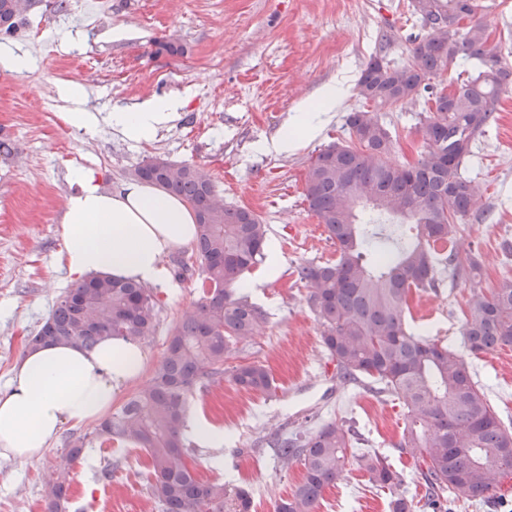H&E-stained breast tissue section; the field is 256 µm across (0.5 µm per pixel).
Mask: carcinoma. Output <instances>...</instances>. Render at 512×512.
Wrapping results in <instances>:
<instances>
[{
	"label": "carcinoma",
	"instance_id": "carcinoma-1",
	"mask_svg": "<svg viewBox=\"0 0 512 512\" xmlns=\"http://www.w3.org/2000/svg\"><path fill=\"white\" fill-rule=\"evenodd\" d=\"M34 0H0V34L11 35ZM427 34L412 59L394 68L374 56L358 80L359 95L377 108L428 93L421 122L423 151L413 162L392 160L396 139L373 112L346 118L350 140L321 149L305 177L309 208L336 245V261L302 264L299 281L322 327V340L343 385L365 377L402 402L407 426L399 452L416 459L425 506L439 512L452 495L489 498L512 475V427L499 416L470 374L466 355L512 345V281L471 294L463 310V351L408 329L412 291L437 288L435 256L452 278L474 279L479 256L461 249L457 223L480 208L479 186L462 172L476 140L495 121V104L512 70L487 50L488 24L477 0H411ZM478 61L474 71L465 68ZM467 74L447 87L432 84L442 71ZM134 177L186 202L197 220L194 243L201 268L200 299L172 329L152 377L89 435L66 441L61 464L45 481L47 512H67L70 470L93 443L119 441L143 450L150 489L162 512H250L248 492L229 494L202 481L190 463L183 430L194 390L228 377L236 387L266 393L273 380L255 362L224 367L233 345L261 331L266 313L236 290L265 257L266 225L252 211L226 207L210 177L189 164L152 159ZM60 294L28 345L91 346L104 338L136 344L153 333L160 307L153 289L135 281L96 277ZM361 434L345 421L277 432L266 444L283 466L303 467L295 491L276 512H316L324 489L355 462L391 495V512H413L401 491L403 475L377 452L358 454Z\"/></svg>",
	"mask_w": 512,
	"mask_h": 512
}]
</instances>
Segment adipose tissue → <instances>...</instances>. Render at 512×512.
<instances>
[{"mask_svg":"<svg viewBox=\"0 0 512 512\" xmlns=\"http://www.w3.org/2000/svg\"><path fill=\"white\" fill-rule=\"evenodd\" d=\"M339 94V88L328 86L318 96V107L300 105L290 126L264 142V150L285 153L316 136L318 112L333 110ZM180 105L174 98L147 99L104 117L77 111L66 119L91 137L106 124L141 142L172 121ZM73 180L78 190L67 200L62 228L64 260L73 281L108 276L168 284L166 256L195 241L193 210L146 183L128 182L106 192L84 169L75 170ZM144 370L140 347L119 338L103 339L90 348L58 343L28 349L14 364L8 385L0 389V455L22 463L38 460L63 426L100 421L121 387L138 380Z\"/></svg>","mask_w":512,"mask_h":512,"instance_id":"obj_1","label":"adipose tissue"}]
</instances>
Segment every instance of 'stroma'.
<instances>
[{
	"label": "stroma",
	"instance_id": "1",
	"mask_svg": "<svg viewBox=\"0 0 512 512\" xmlns=\"http://www.w3.org/2000/svg\"><path fill=\"white\" fill-rule=\"evenodd\" d=\"M56 0H39L15 35L0 45L30 57L29 69L0 70V139L13 142L0 157V387L27 348L26 336L49 316L57 297L74 282L63 261L62 212L77 189L74 169L96 171L103 189L131 181L134 169L161 157L200 167L225 205L253 210L277 249L279 271L242 289L266 311L268 321L253 339L238 344L232 363L257 361L275 387L246 392L229 381L211 384L188 400L187 412L224 432L220 448H194L200 478L249 491L251 512H275L300 483V464L282 466L258 437L287 422H355L361 451L386 456L403 473L407 495L424 512L425 489L411 458L396 445L406 424L405 409L369 384L342 385L322 343V327L308 304V287L296 268L335 260L336 247L305 199L310 160L332 143L348 140L346 117L365 108L356 88L373 55L391 65L407 63L408 39L425 30L410 0H106L102 17L54 10ZM490 24L488 46L504 50L512 67V0H479ZM175 42L182 53L164 45ZM346 91L324 117L313 140L282 154L260 145L282 131L299 105L316 100L326 86ZM66 83L84 87L79 103L63 99ZM179 97L183 105L168 127L148 143L103 127L95 138L71 127L65 113L113 112L151 98ZM426 99L418 97L375 116L397 138L396 161L416 160L423 149L420 121ZM465 174L482 192L486 213L459 223L458 240L481 256L480 277L442 278L437 291L413 296L406 314L412 332L461 345V309L473 291L512 281V257L500 250L512 239V84L497 104L496 121L477 140ZM190 250H174L169 266L189 262L183 277L155 288L161 321L142 343L146 372H153L174 323L200 298L199 266ZM469 367L504 421L512 422V347L472 358ZM93 424L64 427L43 456L22 464L0 456V512H45L43 479L59 463L64 438L89 434ZM143 451L112 444L91 448L73 471L69 512H161L150 497ZM117 471L111 483L98 480L101 466ZM390 496L367 473L350 464L343 478L326 487L317 512H389Z\"/></svg>",
	"mask_w": 512,
	"mask_h": 512
}]
</instances>
